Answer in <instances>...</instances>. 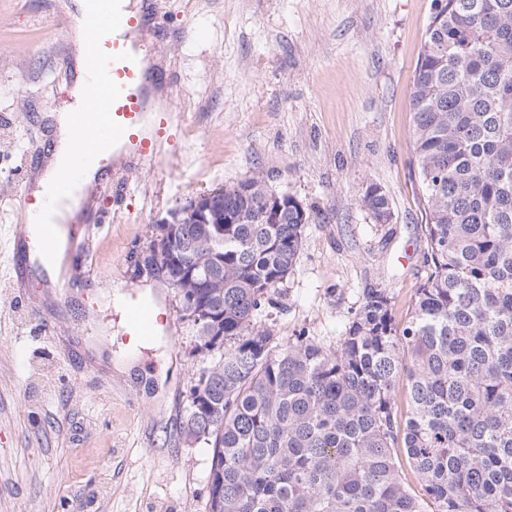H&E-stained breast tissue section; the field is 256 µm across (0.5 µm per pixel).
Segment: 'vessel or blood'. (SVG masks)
Here are the masks:
<instances>
[{"mask_svg": "<svg viewBox=\"0 0 512 512\" xmlns=\"http://www.w3.org/2000/svg\"><path fill=\"white\" fill-rule=\"evenodd\" d=\"M88 3L85 26L89 37L82 54L86 101L70 113L73 134L85 148L78 164L51 186L38 190L33 177L53 156L55 142L48 137L33 143L21 186L24 207L8 240L12 281L20 289L25 288L31 271L43 265L47 244L57 228L52 218L56 203L82 182L87 169L104 168L116 148L148 163L163 157L178 159L184 152L173 112L153 110L150 102L153 90L167 84V75L148 65L145 47L129 40L130 33L145 22L161 24L163 16L154 0H146L139 14L125 0ZM92 232V226L81 220L66 224V269L46 279V287L65 294L75 281L87 277L92 266ZM164 323L153 305L137 303L127 309L123 334L139 340L155 335Z\"/></svg>", "mask_w": 512, "mask_h": 512, "instance_id": "obj_1", "label": "vessel or blood"}]
</instances>
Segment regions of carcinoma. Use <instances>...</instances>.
I'll list each match as a JSON object with an SVG mask.
<instances>
[{
  "mask_svg": "<svg viewBox=\"0 0 512 512\" xmlns=\"http://www.w3.org/2000/svg\"><path fill=\"white\" fill-rule=\"evenodd\" d=\"M411 104L427 271L406 320L378 283L336 347L272 346L260 316L312 214L258 174L177 225L224 255L219 289L165 272L224 317L182 431L212 449L209 512H512V0H433ZM363 204L391 220L378 185Z\"/></svg>",
  "mask_w": 512,
  "mask_h": 512,
  "instance_id": "obj_1",
  "label": "carcinoma"
}]
</instances>
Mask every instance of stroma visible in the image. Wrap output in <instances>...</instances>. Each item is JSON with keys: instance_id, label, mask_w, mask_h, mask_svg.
Listing matches in <instances>:
<instances>
[{"instance_id": "35a3bbf8", "label": "stroma", "mask_w": 512, "mask_h": 512, "mask_svg": "<svg viewBox=\"0 0 512 512\" xmlns=\"http://www.w3.org/2000/svg\"><path fill=\"white\" fill-rule=\"evenodd\" d=\"M74 2L0 0V231L16 221L34 119L70 91L58 58L71 28L53 17ZM162 2L167 28L147 41L173 78L188 167L137 166L132 205L119 176L103 181L95 282L79 293L18 292L0 251V512H208L211 451L185 442L182 421L209 359L164 277L137 272L152 225L189 198L258 174L319 215L265 319L280 344L305 332L335 345L378 282L405 320L425 275L410 90L432 0ZM372 184L393 213L381 230L362 204ZM148 283L174 327L127 376L111 364L122 314L100 293L134 302Z\"/></svg>"}]
</instances>
